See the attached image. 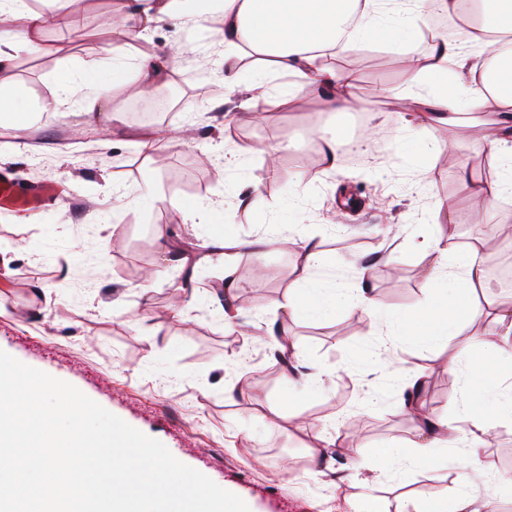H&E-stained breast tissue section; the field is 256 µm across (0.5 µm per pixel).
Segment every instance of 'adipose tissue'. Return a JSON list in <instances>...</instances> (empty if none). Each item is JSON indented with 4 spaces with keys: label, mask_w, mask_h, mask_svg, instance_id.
<instances>
[{
    "label": "adipose tissue",
    "mask_w": 512,
    "mask_h": 512,
    "mask_svg": "<svg viewBox=\"0 0 512 512\" xmlns=\"http://www.w3.org/2000/svg\"><path fill=\"white\" fill-rule=\"evenodd\" d=\"M381 8V0H223L224 26L219 35L224 43L225 90L244 92L242 106L249 118L256 120L264 111L268 81L281 78L285 100L326 90L332 119L362 112L372 122L377 113L357 99L352 77L320 66V57L345 52L358 37L401 49L419 20L430 12L440 10L460 17L463 23L454 37H439L428 55H405L412 89L408 96H396L395 107L386 116L396 120L411 111L425 124L451 126L464 109L494 114L479 148L496 157L499 173L490 181H471L469 188L486 208H496L512 196V0H401L395 12L402 27L395 35L383 24ZM205 14L201 0H151L149 7L137 12L135 24L144 30L162 20L199 22ZM20 20V33L0 34V67L12 61L19 47H36L47 22L42 13L29 10L21 11ZM249 55L255 57L256 64L244 82L239 64ZM452 63L467 69L464 83L453 94L447 91ZM325 263L317 245H307L304 273L313 282L300 298H288L285 308L289 314L329 316L347 302L344 288L315 281L317 270ZM427 277L442 284L427 311L395 315L397 335L425 344L442 336L449 316L468 309L471 294L482 287L485 274L480 252L468 250L458 256L455 269L436 266ZM491 312L500 330L497 337L475 342L482 359L468 378V397L450 404L447 413L438 417L428 415L423 406L406 404V412L418 423L416 438L378 453V465L399 462L411 466L431 449L457 446L459 422H471V436L462 454L467 473L455 506L432 499L425 512H490L493 505V496L479 493L478 486L488 480L482 460L487 435L497 424L512 421V374H496L499 355L512 349V303L493 304Z\"/></svg>",
    "instance_id": "adipose-tissue-1"
}]
</instances>
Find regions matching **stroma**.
I'll return each mask as SVG.
<instances>
[{
  "label": "stroma",
  "mask_w": 512,
  "mask_h": 512,
  "mask_svg": "<svg viewBox=\"0 0 512 512\" xmlns=\"http://www.w3.org/2000/svg\"><path fill=\"white\" fill-rule=\"evenodd\" d=\"M122 0H25L46 15L39 44L16 52L0 68V86L25 92L43 107L33 123L0 134V168L19 189L38 181L67 187L57 208L41 213L0 210V350L70 383L132 427L163 443L182 463L247 499L253 512H358L366 497L388 499L392 512H419L430 497L454 501L460 451L443 450L430 465L353 471L351 459L414 436L401 412L403 392L422 378L421 398L435 414L462 402L479 358L473 337L495 325L463 315L454 335L424 347L392 334L390 316L422 311L431 295L426 268L444 265L456 238H480L495 225L504 243L485 264L512 260V200L489 210L469 179L497 172L478 151L488 115H460L450 129L414 125L399 153L355 143V118L344 137L359 165L341 158L327 170L307 134L324 120L323 98H281L273 80L266 118L242 120L238 96L224 88L220 13L207 27L163 21L139 32L120 22ZM123 48L113 56V48ZM160 66L159 90L188 100L148 121L135 119L140 54ZM323 65L350 74L363 101L383 109L388 91L410 81L397 51L360 41ZM76 80L68 100L59 82ZM110 81V96L91 98ZM124 116L113 124L112 113ZM150 137L154 147L137 143ZM451 138L454 151H427L431 138ZM294 140L271 170L264 148ZM452 202L454 223L443 232L447 256L417 244L432 230L437 202ZM396 235L384 243L383 225ZM268 239L262 253L234 259L239 291L255 303L240 310L252 336L227 328L211 285L224 279L223 253L195 251L192 276L167 261L177 239ZM333 258L321 280L353 288L367 267L380 318L338 308L311 319L283 305L304 287L306 240ZM290 336L301 375L288 385L273 355L272 328ZM388 363H377L379 353ZM460 355L455 369L441 360ZM365 430L361 449L345 435ZM492 483L512 478V423L494 428L483 450Z\"/></svg>",
  "instance_id": "stroma-1"
}]
</instances>
